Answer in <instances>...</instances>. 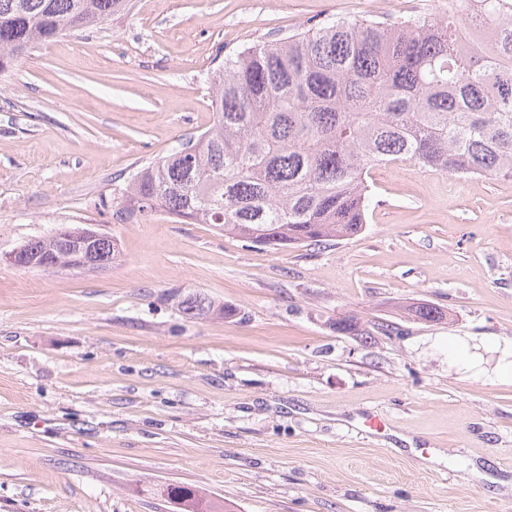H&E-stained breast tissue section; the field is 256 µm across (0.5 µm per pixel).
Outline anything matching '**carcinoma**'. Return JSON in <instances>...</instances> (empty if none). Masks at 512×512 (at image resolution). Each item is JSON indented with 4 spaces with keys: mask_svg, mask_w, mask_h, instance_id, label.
<instances>
[{
    "mask_svg": "<svg viewBox=\"0 0 512 512\" xmlns=\"http://www.w3.org/2000/svg\"><path fill=\"white\" fill-rule=\"evenodd\" d=\"M128 0H0V73L34 45L96 27ZM490 28L480 46L470 32ZM214 124L141 167L121 193L126 220L164 211L266 245L358 233L372 167L399 158L453 175L512 177V0H448L443 14L392 23L330 19L229 55L209 76ZM19 250L59 255L56 235ZM187 319L228 309L188 293ZM422 322L442 319L426 303ZM161 495L217 512L189 486Z\"/></svg>",
    "mask_w": 512,
    "mask_h": 512,
    "instance_id": "carcinoma-1",
    "label": "carcinoma"
}]
</instances>
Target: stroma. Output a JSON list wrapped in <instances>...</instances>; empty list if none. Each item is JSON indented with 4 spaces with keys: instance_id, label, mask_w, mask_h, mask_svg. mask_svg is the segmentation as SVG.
<instances>
[{
    "instance_id": "35a3bbf8",
    "label": "stroma",
    "mask_w": 512,
    "mask_h": 512,
    "mask_svg": "<svg viewBox=\"0 0 512 512\" xmlns=\"http://www.w3.org/2000/svg\"><path fill=\"white\" fill-rule=\"evenodd\" d=\"M441 2L132 0L0 74V512H180L179 483L228 512H512V179L378 165L359 235L280 249L117 216L213 125L226 56ZM62 225L111 264L4 262ZM192 292L230 315L186 319Z\"/></svg>"
}]
</instances>
